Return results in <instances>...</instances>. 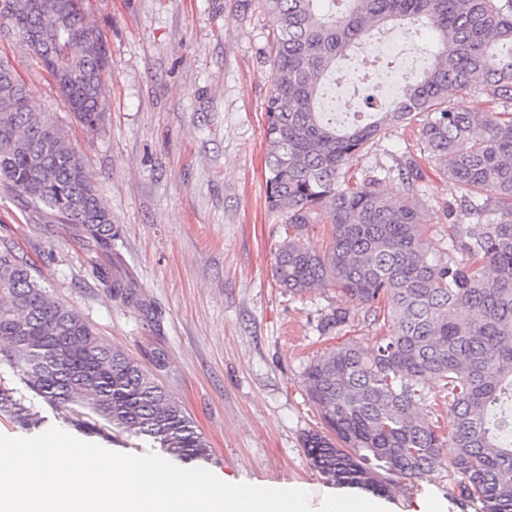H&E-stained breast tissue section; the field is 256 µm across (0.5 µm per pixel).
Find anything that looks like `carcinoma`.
Listing matches in <instances>:
<instances>
[{
  "mask_svg": "<svg viewBox=\"0 0 512 512\" xmlns=\"http://www.w3.org/2000/svg\"><path fill=\"white\" fill-rule=\"evenodd\" d=\"M0 38L23 46L51 76L85 128L104 112L108 52L83 43L103 36L86 0H10ZM272 25L264 106L266 202L285 215L287 237L274 276L290 295L336 288L394 331L373 345L338 343L304 373L320 429L303 435L313 467L328 482L378 496L444 466L459 499L476 512H512V112H459L448 93H485L512 103V0H258ZM422 21L436 36L429 65L378 112L321 110L323 85L374 32ZM418 127L419 151L461 190V210L488 224H450L448 241L424 232L410 200L418 165L398 169L402 195L350 163L388 130ZM0 179L51 221L76 224L106 258L98 277L141 306L136 284L112 276L117 230L67 132L30 105V91L0 63ZM332 225L328 248L308 226ZM34 264L0 243V337L24 384L0 380V414L25 429L44 422L26 392L52 413L96 430L98 416L120 433L174 459H203L207 440L182 406L126 352L101 339L75 310L35 279ZM325 314L323 336L349 323ZM442 387L428 396L429 380ZM430 412L417 414L425 400Z\"/></svg>",
  "mask_w": 512,
  "mask_h": 512,
  "instance_id": "1",
  "label": "carcinoma"
}]
</instances>
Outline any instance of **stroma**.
<instances>
[{
  "label": "stroma",
  "mask_w": 512,
  "mask_h": 512,
  "mask_svg": "<svg viewBox=\"0 0 512 512\" xmlns=\"http://www.w3.org/2000/svg\"><path fill=\"white\" fill-rule=\"evenodd\" d=\"M87 8L110 55L96 130L76 122L23 48L0 40V58L30 89L32 107L51 113L83 155L120 231L112 272L132 275L146 307L104 288L74 225L47 222L2 189L0 240L31 258L50 294L182 405L210 446L201 468L231 483L301 484L319 507L335 486L303 448L304 433L320 423L304 371L325 347L367 346L381 331L336 289L293 297L273 276L285 218L265 201L269 18L241 0H88ZM417 137L411 127L389 130L351 167L382 176L395 195L388 169L415 159L424 173L414 197L420 222L440 239L458 189L421 156ZM337 307L351 323L319 335L320 319ZM428 496L447 512H475L443 468L383 503L387 512H418Z\"/></svg>",
  "instance_id": "1"
}]
</instances>
